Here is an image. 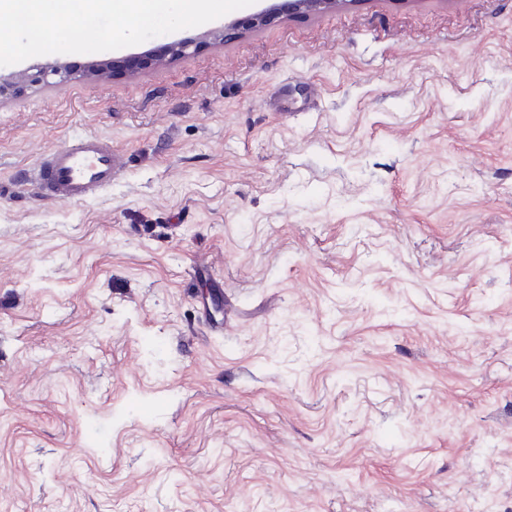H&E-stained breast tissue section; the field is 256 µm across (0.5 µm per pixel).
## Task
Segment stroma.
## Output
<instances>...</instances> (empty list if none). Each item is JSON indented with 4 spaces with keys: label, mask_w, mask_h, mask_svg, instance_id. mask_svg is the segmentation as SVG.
<instances>
[{
    "label": "stroma",
    "mask_w": 512,
    "mask_h": 512,
    "mask_svg": "<svg viewBox=\"0 0 512 512\" xmlns=\"http://www.w3.org/2000/svg\"><path fill=\"white\" fill-rule=\"evenodd\" d=\"M223 25L0 68L140 59L0 99V512H512V0ZM119 164L110 141L88 135L39 157L34 183L50 199L81 201L111 186Z\"/></svg>",
    "instance_id": "obj_1"
}]
</instances>
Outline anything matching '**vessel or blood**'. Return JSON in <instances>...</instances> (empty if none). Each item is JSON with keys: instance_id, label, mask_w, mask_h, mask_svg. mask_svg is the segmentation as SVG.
Here are the masks:
<instances>
[{"instance_id": "vessel-or-blood-1", "label": "vessel or blood", "mask_w": 512, "mask_h": 512, "mask_svg": "<svg viewBox=\"0 0 512 512\" xmlns=\"http://www.w3.org/2000/svg\"><path fill=\"white\" fill-rule=\"evenodd\" d=\"M119 164L110 141L88 135L44 153L34 182L45 197L64 203L81 201L111 186Z\"/></svg>"}]
</instances>
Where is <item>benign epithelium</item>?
<instances>
[{"label":"benign epithelium","instance_id":"1","mask_svg":"<svg viewBox=\"0 0 512 512\" xmlns=\"http://www.w3.org/2000/svg\"><path fill=\"white\" fill-rule=\"evenodd\" d=\"M359 3V0H268V5L253 14L248 20L231 21L219 31L208 34L214 42L223 43L247 31L263 26L271 17L281 16L289 18L295 15L314 16L339 8H347ZM195 45L192 40H180L166 45L165 51L154 58L155 65L161 66L167 62L183 57ZM103 79L107 77L106 67L103 65L90 66L83 72L70 69L59 63H47L41 67L34 78L24 72L15 73L9 77L0 75V98L5 95H16L23 89L28 80L43 84H64L81 78Z\"/></svg>","mask_w":512,"mask_h":512}]
</instances>
